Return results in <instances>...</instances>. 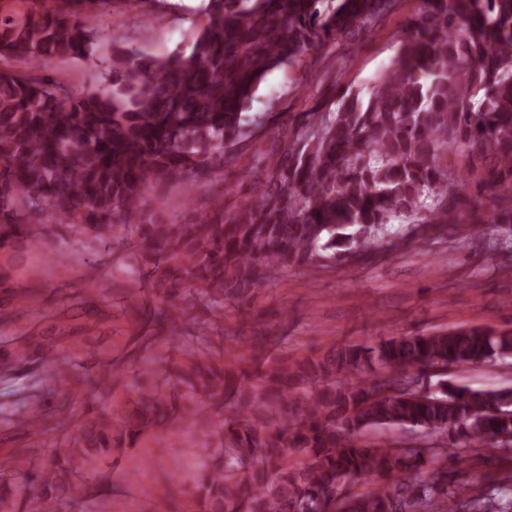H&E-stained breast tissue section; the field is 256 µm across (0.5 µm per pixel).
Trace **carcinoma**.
<instances>
[{"instance_id": "1", "label": "carcinoma", "mask_w": 512, "mask_h": 512, "mask_svg": "<svg viewBox=\"0 0 512 512\" xmlns=\"http://www.w3.org/2000/svg\"><path fill=\"white\" fill-rule=\"evenodd\" d=\"M40 2L0 15V57L68 62L91 52L106 0ZM398 2L208 0L189 53L119 48L112 87L90 92L0 70V246L37 244L54 221L93 241L130 224V264L150 266L168 298L188 285L222 309L290 262L372 251L394 217L453 224L463 197L473 205L492 194L477 222L512 229V0H423L367 95L346 91L292 129L280 114H245L270 71L373 29ZM262 125L270 144L234 209L224 210L228 187L184 224L145 206L155 182L224 178ZM458 148L481 164L479 182L442 165ZM508 356L512 333L480 327L331 348L255 373L198 356L177 381L214 408L219 456L196 481V512H506L498 493L511 475L476 492L448 465L493 460L512 445V387L442 379L420 391L409 372ZM137 404L119 423L102 414L84 426L41 475L6 461L17 481L0 484V512L33 487L48 507L113 440L198 413L151 387ZM380 427L413 437L366 440Z\"/></svg>"}]
</instances>
